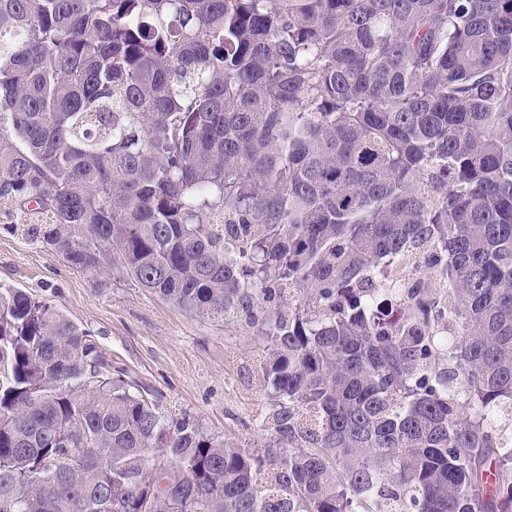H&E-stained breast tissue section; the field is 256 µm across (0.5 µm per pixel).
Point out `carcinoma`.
<instances>
[{"instance_id": "1", "label": "carcinoma", "mask_w": 512, "mask_h": 512, "mask_svg": "<svg viewBox=\"0 0 512 512\" xmlns=\"http://www.w3.org/2000/svg\"><path fill=\"white\" fill-rule=\"evenodd\" d=\"M2 200L271 407L228 443L0 286V512H512V0H0Z\"/></svg>"}]
</instances>
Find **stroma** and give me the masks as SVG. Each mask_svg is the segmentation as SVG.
Listing matches in <instances>:
<instances>
[{"label": "stroma", "mask_w": 512, "mask_h": 512, "mask_svg": "<svg viewBox=\"0 0 512 512\" xmlns=\"http://www.w3.org/2000/svg\"><path fill=\"white\" fill-rule=\"evenodd\" d=\"M24 221L13 204L0 202V285L53 300L161 410L190 414L232 443L261 440L256 415L266 395L253 364L260 345L247 327L189 314L119 273L111 288L98 290L32 242Z\"/></svg>", "instance_id": "obj_1"}]
</instances>
